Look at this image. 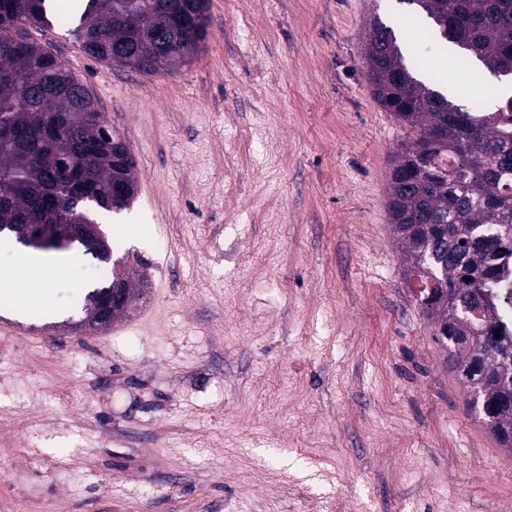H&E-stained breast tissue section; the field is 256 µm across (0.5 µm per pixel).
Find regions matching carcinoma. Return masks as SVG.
<instances>
[{
    "instance_id": "1",
    "label": "carcinoma",
    "mask_w": 512,
    "mask_h": 512,
    "mask_svg": "<svg viewBox=\"0 0 512 512\" xmlns=\"http://www.w3.org/2000/svg\"><path fill=\"white\" fill-rule=\"evenodd\" d=\"M48 0H0V225L95 224L130 206L133 160L113 137L85 85L64 62L29 40L26 27L48 25ZM414 21L434 26L460 58H476L495 75H512V0H401ZM73 30L91 57L115 63L123 54L141 72L170 64L181 48L198 54L206 28L197 23L209 0H79ZM405 30L379 18L368 26L365 60L372 94L411 140L392 163L388 213L416 299L448 351V370L475 415L512 451V328H484L494 302L512 305V96L488 112L470 94L471 70L454 92L440 88L426 60L402 49ZM126 278L112 271L86 295L91 317L103 287ZM500 337H495V334Z\"/></svg>"
}]
</instances>
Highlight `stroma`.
Masks as SVG:
<instances>
[{
    "mask_svg": "<svg viewBox=\"0 0 512 512\" xmlns=\"http://www.w3.org/2000/svg\"><path fill=\"white\" fill-rule=\"evenodd\" d=\"M402 0H210L199 53L142 73L29 29L135 160L113 259L139 292L80 327L77 256L0 305V500L55 512H512L386 207L407 132L373 98Z\"/></svg>",
    "mask_w": 512,
    "mask_h": 512,
    "instance_id": "stroma-1",
    "label": "stroma"
}]
</instances>
